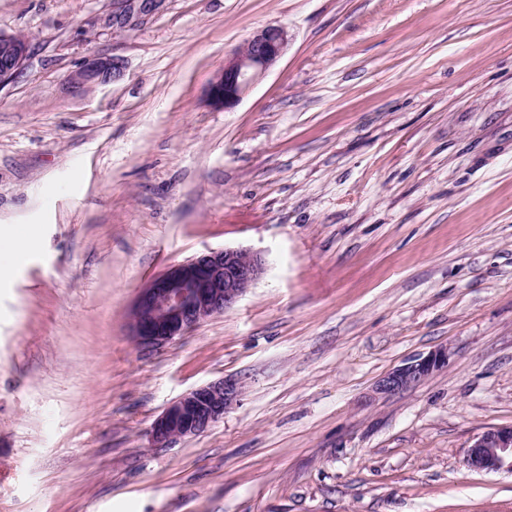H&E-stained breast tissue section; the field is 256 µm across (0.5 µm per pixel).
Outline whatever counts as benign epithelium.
Returning <instances> with one entry per match:
<instances>
[{"label": "benign epithelium", "mask_w": 512, "mask_h": 512, "mask_svg": "<svg viewBox=\"0 0 512 512\" xmlns=\"http://www.w3.org/2000/svg\"><path fill=\"white\" fill-rule=\"evenodd\" d=\"M127 14L113 19L123 28L133 15L147 16L163 0H124ZM288 46V32L280 26L254 31L244 45L224 58L211 79L206 99L224 109L241 98L273 67ZM30 53L29 42L16 34L0 33V84L18 76ZM123 63L117 57L93 56L74 71L68 84L85 94L118 79ZM265 271L261 254L245 248L208 249L169 265L139 289L129 320L136 344L144 350L161 348L186 335L205 320L233 307ZM448 366V347L441 346L388 372L375 384L378 395L389 396L414 386ZM240 385L220 379L201 385L172 401L153 422L154 447L200 435L224 418L237 402ZM467 466L477 472L512 475V425L493 426L477 434L467 451Z\"/></svg>", "instance_id": "obj_1"}]
</instances>
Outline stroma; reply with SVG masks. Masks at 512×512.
<instances>
[{"instance_id": "stroma-1", "label": "stroma", "mask_w": 512, "mask_h": 512, "mask_svg": "<svg viewBox=\"0 0 512 512\" xmlns=\"http://www.w3.org/2000/svg\"><path fill=\"white\" fill-rule=\"evenodd\" d=\"M0 0L30 40L0 84V512H512L465 463L512 425V0ZM285 54L232 109L206 88L257 29ZM91 56L124 75L67 88ZM262 253L224 314L152 351L139 288ZM447 347L399 394L379 378ZM227 377L234 406L149 429ZM128 5L127 14L113 18V25L120 28L126 26V22L132 15L137 17L147 16L158 10L164 0H123ZM2 244L9 251L12 261L16 262L28 254L29 250L34 245V239L28 234H5L2 229H0V245ZM240 394L236 381L220 379L172 401L152 424L154 447L168 448L178 440L206 432L224 418Z\"/></svg>"}]
</instances>
